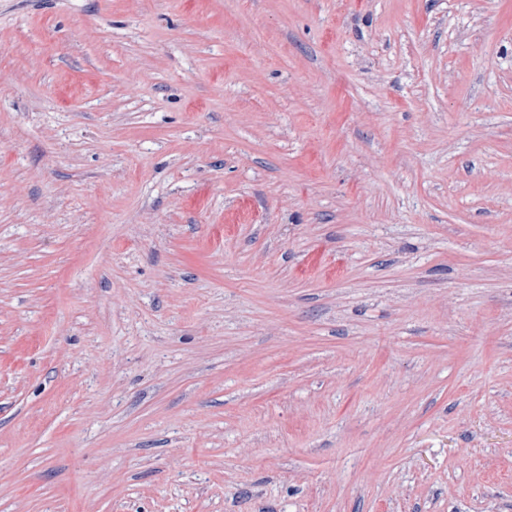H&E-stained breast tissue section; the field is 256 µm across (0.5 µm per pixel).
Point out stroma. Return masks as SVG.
<instances>
[{"instance_id":"35a3bbf8","label":"stroma","mask_w":512,"mask_h":512,"mask_svg":"<svg viewBox=\"0 0 512 512\" xmlns=\"http://www.w3.org/2000/svg\"><path fill=\"white\" fill-rule=\"evenodd\" d=\"M0 512H512V0H0Z\"/></svg>"}]
</instances>
